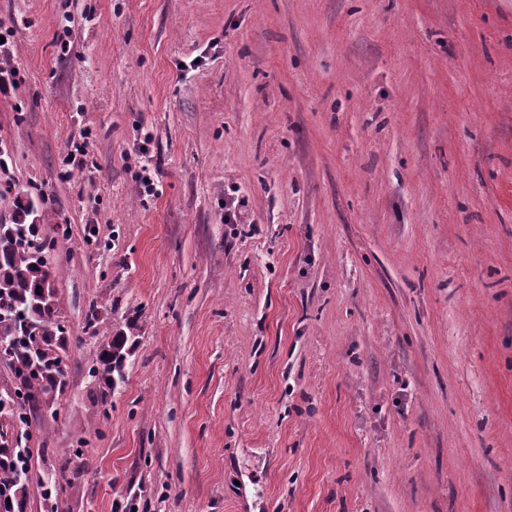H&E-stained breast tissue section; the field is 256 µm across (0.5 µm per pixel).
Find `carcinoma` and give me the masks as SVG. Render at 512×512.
<instances>
[{
	"label": "carcinoma",
	"mask_w": 512,
	"mask_h": 512,
	"mask_svg": "<svg viewBox=\"0 0 512 512\" xmlns=\"http://www.w3.org/2000/svg\"><path fill=\"white\" fill-rule=\"evenodd\" d=\"M13 206L9 218L0 217V339L8 341L0 363L8 367L16 383L0 397V509L26 512L33 485L31 455L14 427L27 423L28 413L64 392L69 336L50 258L35 224L38 206L33 198L18 195ZM136 329L135 322H127L92 357L88 376L99 384L96 400L105 402L124 380L130 354L127 343ZM58 469L77 478L88 470V464L73 465L66 451Z\"/></svg>",
	"instance_id": "obj_1"
}]
</instances>
